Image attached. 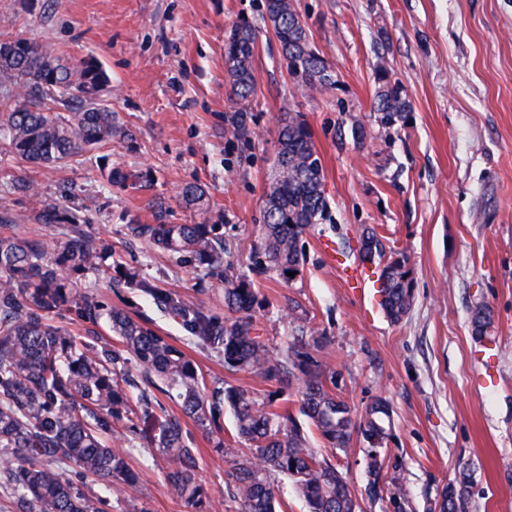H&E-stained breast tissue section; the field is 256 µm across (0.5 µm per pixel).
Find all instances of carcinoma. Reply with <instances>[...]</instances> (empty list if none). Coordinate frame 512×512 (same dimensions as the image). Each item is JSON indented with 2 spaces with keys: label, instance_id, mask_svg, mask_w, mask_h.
<instances>
[{
  "label": "carcinoma",
  "instance_id": "1",
  "mask_svg": "<svg viewBox=\"0 0 512 512\" xmlns=\"http://www.w3.org/2000/svg\"><path fill=\"white\" fill-rule=\"evenodd\" d=\"M261 20L280 46L295 86L327 90L338 83L335 71L314 45L294 0H263ZM252 21L234 22L224 42V74L235 104V118L225 134L246 133L247 112L255 92L254 57L259 32ZM373 111L387 131L405 122L411 105L402 84L387 67L375 69ZM109 78L93 58L72 60L45 44L18 33L0 40V140L9 153L28 164L59 166L80 155L120 140L136 148L133 134L103 100L70 93L75 86H105ZM79 107L64 116L61 104ZM273 174L265 185L262 220L250 254L265 272L284 282L300 273L303 236L328 216L321 159L310 129L298 112H284ZM109 184L142 182L119 165L107 170ZM10 189L29 197V219L58 229L48 243L40 231L0 238V450L8 457L3 480L17 512H103L102 501L65 478L57 464H73L82 475L104 481L120 493L135 482L126 449L117 447L138 438L136 421L157 418L151 398L133 397L121 385L117 368L132 357L142 374L158 381L156 389L174 401L182 416L158 421L151 447L165 458V484L174 498L194 512H205L207 496L197 477V449L184 433L185 416L210 436L216 452L230 458L228 494L235 512H281L275 488L280 477L292 481L308 512H362L349 480L312 447L302 423L277 410L279 391L262 399L231 384L208 387L197 364L171 337L150 326V320L126 308L105 303L76 277L102 274L116 287L130 288L172 318L196 346L216 354L231 374L246 373L264 384L302 382L299 413L331 447L347 451L357 432L367 443L364 468L366 495L387 498L394 512H411L412 501L403 473H383L382 450L392 441L390 409L373 400L360 419L336 395V370L314 354L325 337L314 336L274 353L256 335L254 313L263 299L250 279L231 272L225 259L224 225L203 219L197 224H129L131 238L143 240L224 287L221 317L182 294L144 278L128 265L112 261V248L84 228L86 208L63 206L35 192L27 179ZM206 192L185 185L182 200L203 209ZM366 261L380 255L374 230L362 233ZM414 279L402 253L389 260L380 278L381 307L393 323L409 313ZM69 310L91 328L72 332L50 323L49 315ZM105 322L119 347L99 344L93 327ZM472 333L482 337L491 326L488 309H475ZM233 413L236 435L246 451L227 448L224 410ZM471 474L461 469L442 493L439 512H465Z\"/></svg>",
  "mask_w": 512,
  "mask_h": 512
}]
</instances>
